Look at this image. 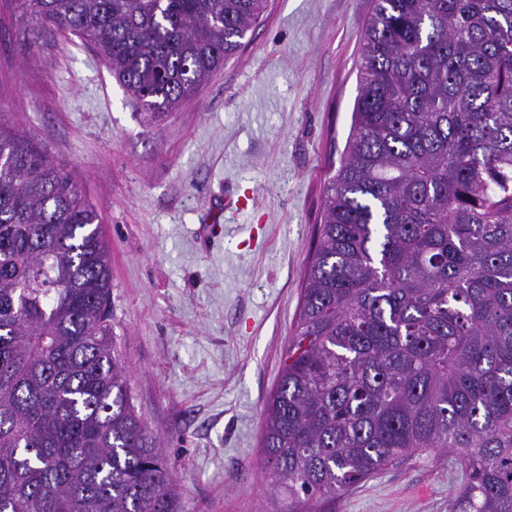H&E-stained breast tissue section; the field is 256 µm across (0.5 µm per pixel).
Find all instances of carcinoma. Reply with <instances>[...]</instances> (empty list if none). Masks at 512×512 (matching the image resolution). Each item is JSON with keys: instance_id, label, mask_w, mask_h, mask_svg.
<instances>
[{"instance_id": "carcinoma-1", "label": "carcinoma", "mask_w": 512, "mask_h": 512, "mask_svg": "<svg viewBox=\"0 0 512 512\" xmlns=\"http://www.w3.org/2000/svg\"><path fill=\"white\" fill-rule=\"evenodd\" d=\"M149 116L194 95L266 0H17ZM101 216L0 123V512H181L115 354ZM263 448L291 512L446 448L450 512H512V0H375Z\"/></svg>"}]
</instances>
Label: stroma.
<instances>
[{"label": "stroma", "instance_id": "1", "mask_svg": "<svg viewBox=\"0 0 512 512\" xmlns=\"http://www.w3.org/2000/svg\"><path fill=\"white\" fill-rule=\"evenodd\" d=\"M374 5L267 0L223 68L151 125L92 46L31 31L0 0V119L40 142L102 216L117 348L185 512H288L263 468L264 409ZM228 196L240 207L219 208ZM463 478L437 449L327 512H449Z\"/></svg>", "mask_w": 512, "mask_h": 512}]
</instances>
